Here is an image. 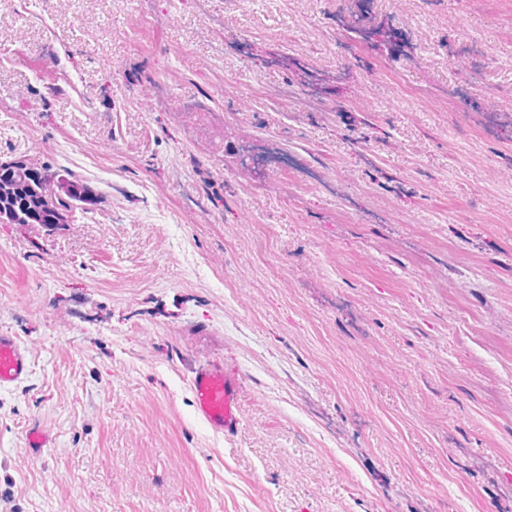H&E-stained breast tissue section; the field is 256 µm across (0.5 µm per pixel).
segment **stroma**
<instances>
[{
    "label": "stroma",
    "mask_w": 512,
    "mask_h": 512,
    "mask_svg": "<svg viewBox=\"0 0 512 512\" xmlns=\"http://www.w3.org/2000/svg\"><path fill=\"white\" fill-rule=\"evenodd\" d=\"M372 8L406 56L352 0H0V162L97 191L0 224V512H512V0ZM356 1L359 2L357 10L347 20L342 21L344 30L351 36L350 39L368 43L376 51L397 60L402 52L401 48L410 45L406 34L391 20L377 21L371 10L373 0ZM270 65L282 67L283 69L292 70L297 77L296 81L303 87L309 89L310 93V106L313 109H322V99L318 94H323L329 91L328 86L330 83H336V76L330 77L323 75L312 68L300 58L288 57V55L271 54L268 60H262ZM29 369L28 356L13 336L0 334V389L23 380ZM242 380L234 372L199 365L190 379L197 417L214 432L232 434L240 425L237 400Z\"/></svg>",
    "instance_id": "35a3bbf8"
}]
</instances>
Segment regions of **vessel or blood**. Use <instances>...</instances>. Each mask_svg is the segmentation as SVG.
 <instances>
[{
    "instance_id": "obj_1",
    "label": "vessel or blood",
    "mask_w": 512,
    "mask_h": 512,
    "mask_svg": "<svg viewBox=\"0 0 512 512\" xmlns=\"http://www.w3.org/2000/svg\"><path fill=\"white\" fill-rule=\"evenodd\" d=\"M29 369L28 356L17 340L0 334V389L23 380ZM242 380L238 374L208 365L198 366L190 388L197 417L214 432L232 434L240 425L237 400Z\"/></svg>"
}]
</instances>
